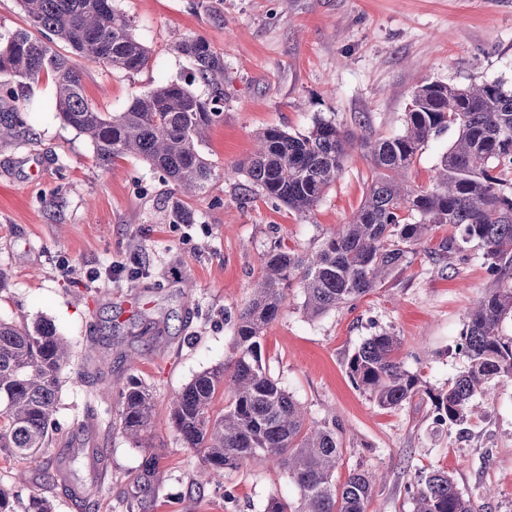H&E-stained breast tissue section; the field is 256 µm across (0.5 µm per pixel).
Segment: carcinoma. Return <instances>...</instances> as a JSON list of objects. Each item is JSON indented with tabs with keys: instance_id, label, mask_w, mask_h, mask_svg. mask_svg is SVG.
Segmentation results:
<instances>
[{
	"instance_id": "1",
	"label": "carcinoma",
	"mask_w": 512,
	"mask_h": 512,
	"mask_svg": "<svg viewBox=\"0 0 512 512\" xmlns=\"http://www.w3.org/2000/svg\"><path fill=\"white\" fill-rule=\"evenodd\" d=\"M29 28L0 42V78L5 93L12 80L52 73L55 96L48 110L85 135L102 168L135 156L160 171L173 186L170 213L176 224H193L185 205L212 181L214 169L198 144L224 115V56L200 35L179 39L173 49L190 62L189 78L164 83L135 97L121 112H101L85 99L72 61L57 52L63 42L91 65L136 72L150 50L131 32L130 19L112 0H19ZM212 88L204 98L191 90ZM29 127L19 109L0 111V138ZM453 130L432 189L408 181L420 151L434 137ZM370 160L371 183L351 221L312 250L274 246L261 258V276L234 324L231 359L195 376L170 402L171 422L199 461V473L221 474L243 463L279 465L298 489V503L268 497L264 512H366L376 485L374 473L356 467L336 484L341 458L336 420L311 422L305 409L272 377L262 362V338L280 315L288 291L301 289L302 308L314 319L349 306L409 267L424 250L432 227L446 224L476 240L491 285L468 312L458 352L466 367L448 386L428 388L398 357L399 338L372 336L345 363L352 384L378 407L397 409L425 395L440 427L462 426L477 411L476 400L512 383V336L501 333L512 319V89L501 83L463 87L432 81L414 90L404 113L403 132L375 139L359 137L333 121L317 119L305 133L278 126L258 132L253 153L240 162L248 184L265 198L301 217L310 215L341 173L350 150ZM461 253L459 238L442 239L432 251L441 262ZM71 346L48 319L32 324L0 319V453L34 461L49 451L62 431L57 418L63 371ZM224 410L214 412L218 394ZM117 420L137 446L146 441L153 415L150 389L138 378L118 391ZM97 448H65L74 463L99 461ZM160 458L146 452L136 477L138 491L128 512H150L142 496L152 487ZM413 512H471L453 477L444 470L420 475L412 494ZM17 495L0 485V512H54L40 493L23 510Z\"/></svg>"
}]
</instances>
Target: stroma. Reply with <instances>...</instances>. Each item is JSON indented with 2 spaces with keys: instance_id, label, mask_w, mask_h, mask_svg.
Segmentation results:
<instances>
[{
  "instance_id": "35a3bbf8",
  "label": "stroma",
  "mask_w": 512,
  "mask_h": 512,
  "mask_svg": "<svg viewBox=\"0 0 512 512\" xmlns=\"http://www.w3.org/2000/svg\"><path fill=\"white\" fill-rule=\"evenodd\" d=\"M114 0L150 52L134 73L75 59L86 99L117 112L135 96L183 80L179 38L201 35L224 56V118L199 145L214 166L211 187L190 201L198 221L175 224L171 190L137 159L99 167L90 141L44 109L51 74L18 85L0 106L28 111L31 129L0 141V317L47 318L72 344L58 418L74 447L97 448L98 464L72 465L66 484L37 481L52 454L33 462L0 458V484L53 499L77 512L66 486L95 489L96 512H117L134 489L143 452L106 411L130 376L154 395L146 444L161 463L151 512H263L270 495L297 501L274 464L226 472L204 491L198 459L169 420L171 395L228 360L233 328L271 246L316 247L351 220L370 183L360 151L310 217L262 195L244 194L236 166L268 126L298 133L325 118L364 137L402 132L415 88L444 81L512 87V0ZM491 277L477 241L464 243L444 271L418 256L396 280L354 305L308 319L291 290L263 337L271 374L311 420L338 419L343 455L337 482L363 467L377 479L367 512H413L407 488L432 469L447 471L472 512H512V384L480 401L468 424L437 430L428 399L379 408L357 389L345 360L367 338L391 332L406 369L433 388L465 367L456 344ZM98 341L101 376L85 375V348Z\"/></svg>"
}]
</instances>
